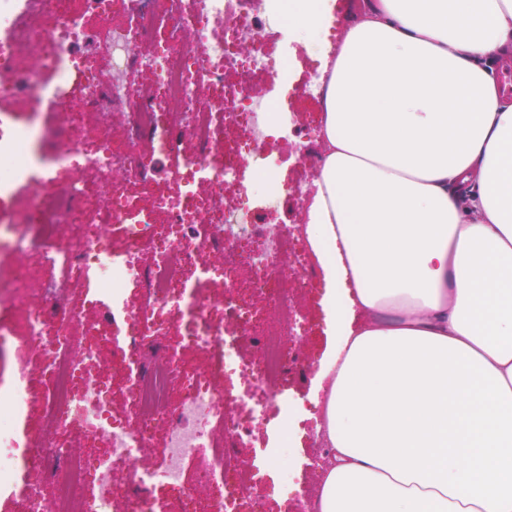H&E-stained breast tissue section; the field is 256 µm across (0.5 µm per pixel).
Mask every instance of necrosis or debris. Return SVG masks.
<instances>
[{"label":"necrosis or debris","mask_w":512,"mask_h":512,"mask_svg":"<svg viewBox=\"0 0 512 512\" xmlns=\"http://www.w3.org/2000/svg\"><path fill=\"white\" fill-rule=\"evenodd\" d=\"M296 2L0 0V101L46 103L56 117L50 129L35 110L0 130V197L22 183L37 187L26 200L25 235L0 211V248L41 251L54 272L41 304L27 311L23 335L0 323V351L21 341L39 352L37 379L22 369L0 381V498L11 512H266L276 497L288 512H317L316 493L289 499L288 481L266 484L235 453L254 440L258 421L273 417L288 459L294 428L285 387L296 363L286 339L304 328L294 299L311 276L287 225L261 224L256 215L279 205L275 155L294 153L307 168L319 156L305 130L289 134L285 100L254 76L286 73L287 58L264 44L296 27ZM119 13L125 23H114ZM24 55L34 65L19 66ZM139 71L149 77L141 86L131 81ZM111 108L124 111L131 138L145 140L146 150L126 152L102 127L93 142H71L48 162L38 156L50 131L76 130L83 111ZM167 157L174 168L157 175ZM246 158L255 175L244 185ZM48 164L83 177L43 176ZM117 166L129 180L112 179ZM144 178L146 205L129 189ZM97 185L96 207L83 209ZM107 224L124 227L122 250L105 238ZM216 250L224 253L219 267L210 261ZM242 265L254 272L246 291L237 283ZM135 284L141 299L132 305L126 294ZM90 308L125 340L106 373L102 339L79 331ZM174 330L178 341L166 343ZM253 332L259 355L250 359L241 340ZM188 348L208 355L206 371L185 366ZM114 378L130 396L120 417ZM32 409L34 424L23 418ZM217 419L220 443L211 431ZM158 436L156 461L140 464L141 448ZM33 469L46 474L52 494L30 480Z\"/></svg>","instance_id":"1"}]
</instances>
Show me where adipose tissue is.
Here are the masks:
<instances>
[{"label":"adipose tissue","instance_id":"obj_1","mask_svg":"<svg viewBox=\"0 0 512 512\" xmlns=\"http://www.w3.org/2000/svg\"><path fill=\"white\" fill-rule=\"evenodd\" d=\"M510 54L512 0H358L338 47L319 512H512Z\"/></svg>","mask_w":512,"mask_h":512}]
</instances>
